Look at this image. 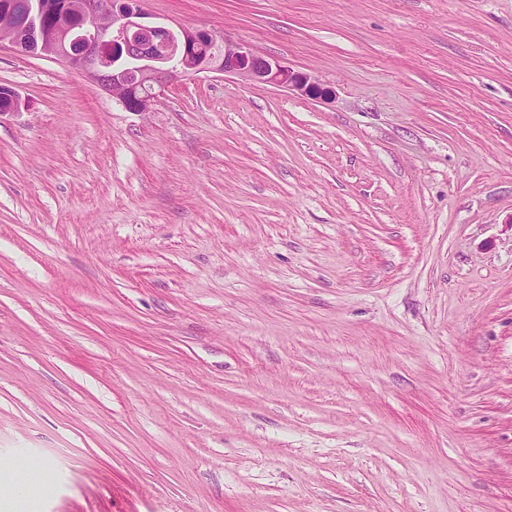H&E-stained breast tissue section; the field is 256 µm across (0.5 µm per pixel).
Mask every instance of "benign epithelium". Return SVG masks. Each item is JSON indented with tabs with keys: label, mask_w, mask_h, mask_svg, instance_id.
I'll use <instances>...</instances> for the list:
<instances>
[{
	"label": "benign epithelium",
	"mask_w": 512,
	"mask_h": 512,
	"mask_svg": "<svg viewBox=\"0 0 512 512\" xmlns=\"http://www.w3.org/2000/svg\"><path fill=\"white\" fill-rule=\"evenodd\" d=\"M75 14L88 24L76 29ZM144 0H66L36 3L27 24L0 13V44L52 56L112 94L125 110H153L165 88L181 77L214 73L281 87L312 99L331 89L313 75L257 53L250 45L203 28L147 24Z\"/></svg>",
	"instance_id": "obj_1"
}]
</instances>
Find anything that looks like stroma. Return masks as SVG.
Listing matches in <instances>:
<instances>
[{"instance_id":"stroma-1","label":"stroma","mask_w":512,"mask_h":512,"mask_svg":"<svg viewBox=\"0 0 512 512\" xmlns=\"http://www.w3.org/2000/svg\"><path fill=\"white\" fill-rule=\"evenodd\" d=\"M145 8L333 95L0 45V512H512V0Z\"/></svg>"}]
</instances>
